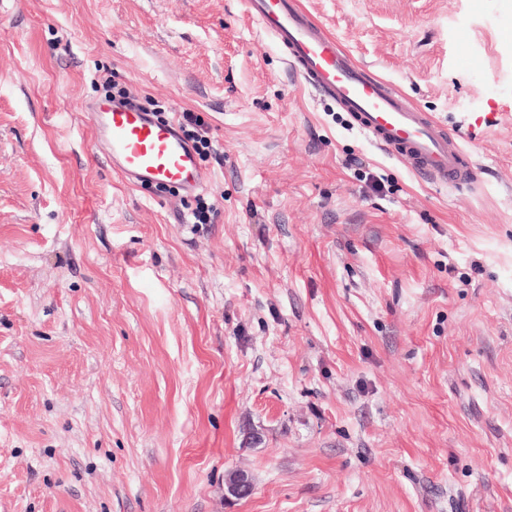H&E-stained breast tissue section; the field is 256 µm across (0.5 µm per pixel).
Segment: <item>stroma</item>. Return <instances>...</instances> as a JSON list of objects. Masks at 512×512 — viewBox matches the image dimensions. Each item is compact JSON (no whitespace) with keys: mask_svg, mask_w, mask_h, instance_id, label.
<instances>
[{"mask_svg":"<svg viewBox=\"0 0 512 512\" xmlns=\"http://www.w3.org/2000/svg\"><path fill=\"white\" fill-rule=\"evenodd\" d=\"M301 2L477 187L379 150L242 0H0V512H512V0ZM112 85L203 117V189L113 169Z\"/></svg>","mask_w":512,"mask_h":512,"instance_id":"stroma-1","label":"stroma"}]
</instances>
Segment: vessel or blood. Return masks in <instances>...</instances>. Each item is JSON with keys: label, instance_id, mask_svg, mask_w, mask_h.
Returning <instances> with one entry per match:
<instances>
[{"label": "vessel or blood", "instance_id": "1", "mask_svg": "<svg viewBox=\"0 0 512 512\" xmlns=\"http://www.w3.org/2000/svg\"><path fill=\"white\" fill-rule=\"evenodd\" d=\"M243 4L262 32L282 47L304 86L348 112L379 149L438 184L455 188L476 181L478 169L457 138L371 75L303 9L300 0ZM90 116L122 177L185 192L201 187L204 175L197 155L177 121L161 122L151 113L108 99L93 105Z\"/></svg>", "mask_w": 512, "mask_h": 512}]
</instances>
